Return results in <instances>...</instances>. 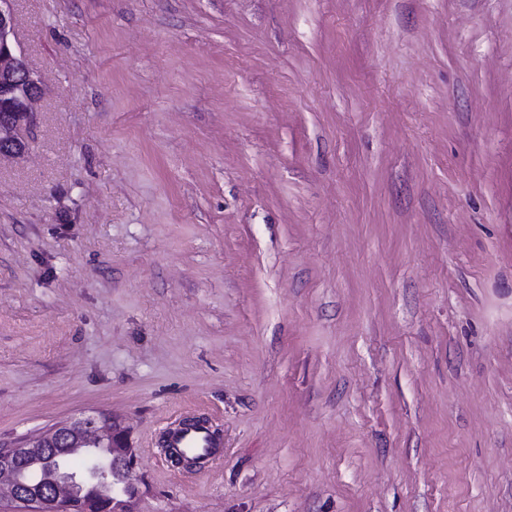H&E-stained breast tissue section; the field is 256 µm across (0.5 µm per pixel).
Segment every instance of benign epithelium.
<instances>
[{
    "label": "benign epithelium",
    "instance_id": "7a95c632",
    "mask_svg": "<svg viewBox=\"0 0 512 512\" xmlns=\"http://www.w3.org/2000/svg\"><path fill=\"white\" fill-rule=\"evenodd\" d=\"M13 0H0V111L18 112L27 127L36 124L41 83L28 66L15 37ZM30 136L18 138L17 124L0 117V159L23 155ZM85 454V466L70 467L67 454ZM136 449L128 432L101 414L89 413L60 424L15 448H0V500L27 507L26 512H67L77 498L109 503L112 512H128L138 488L131 478ZM49 463L44 486L22 479L24 465Z\"/></svg>",
    "mask_w": 512,
    "mask_h": 512
}]
</instances>
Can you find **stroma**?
<instances>
[{
    "instance_id": "1",
    "label": "stroma",
    "mask_w": 512,
    "mask_h": 512,
    "mask_svg": "<svg viewBox=\"0 0 512 512\" xmlns=\"http://www.w3.org/2000/svg\"><path fill=\"white\" fill-rule=\"evenodd\" d=\"M13 10L0 448L96 412L131 512H512V0ZM12 2L0 1V109L4 113L19 112L26 118L25 128L34 130L41 83L16 40ZM23 140L18 138L17 124L0 114V159L16 158L23 155L29 146L31 134L25 131ZM187 416L189 415L175 418L169 424L171 428L167 429L162 434L166 440V445L170 448H167L169 456L174 452L175 460L180 457L182 459L181 467L186 465L187 461L182 454L173 451V448H179L187 453L205 455L206 457L211 453V449L213 448L211 435L208 430L198 427L195 424L181 425V423L186 420Z\"/></svg>"
}]
</instances>
